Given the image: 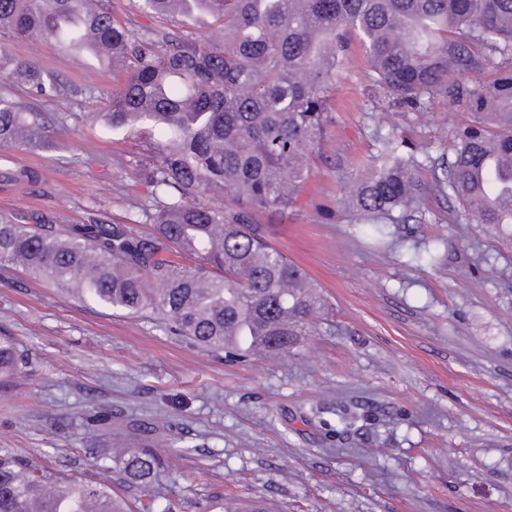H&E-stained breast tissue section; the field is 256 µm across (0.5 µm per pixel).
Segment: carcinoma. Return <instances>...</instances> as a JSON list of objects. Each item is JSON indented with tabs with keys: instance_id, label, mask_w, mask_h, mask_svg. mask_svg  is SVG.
<instances>
[{
	"instance_id": "obj_1",
	"label": "carcinoma",
	"mask_w": 512,
	"mask_h": 512,
	"mask_svg": "<svg viewBox=\"0 0 512 512\" xmlns=\"http://www.w3.org/2000/svg\"><path fill=\"white\" fill-rule=\"evenodd\" d=\"M166 27L134 32L104 0H0V34L47 39L126 73L103 114L126 138L148 135L144 215L130 224H58L43 214L0 217V264L20 267L65 297L157 321L169 333L238 358L290 353L310 335L324 299L304 270L273 247L258 221L295 204L335 106L350 40L370 86L423 113L444 100L469 114L448 156L406 154L393 131L369 170L343 181L339 204L374 235L429 197L453 204L512 242V0H130ZM202 16L224 31L185 29ZM0 79L49 101L61 86L41 67L0 50ZM66 125L0 96V148L33 150ZM430 179L420 177L421 170ZM39 182L0 158V186ZM224 197L216 207L212 200ZM27 361L0 336V378ZM346 429L363 408L336 413ZM157 457L127 443L112 478L85 481L27 466L0 448V512H133L122 489L153 481Z\"/></svg>"
}]
</instances>
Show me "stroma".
<instances>
[{
	"mask_svg": "<svg viewBox=\"0 0 512 512\" xmlns=\"http://www.w3.org/2000/svg\"><path fill=\"white\" fill-rule=\"evenodd\" d=\"M0 49L64 85L39 108L71 130L49 149L11 152L42 181L0 190V214L150 233V147L100 120L122 74L52 41L5 36ZM365 71L353 49L310 179L295 207L266 222L272 245L326 301L299 350L230 359L2 267L0 334L29 364L0 381V448L49 471L109 476L95 450L110 428L84 419L97 407L126 431L160 419L156 479L180 494L178 512H202L220 493L269 500L276 512H512V246L451 221L443 198L426 200L421 223L391 225L386 245L365 246L361 222L337 204L342 172L370 162L393 129L412 149L449 153L467 120L442 101L424 115L398 108ZM425 249L440 266L414 261ZM340 401L365 408L359 430L337 433Z\"/></svg>",
	"mask_w": 512,
	"mask_h": 512,
	"instance_id": "1",
	"label": "stroma"
}]
</instances>
